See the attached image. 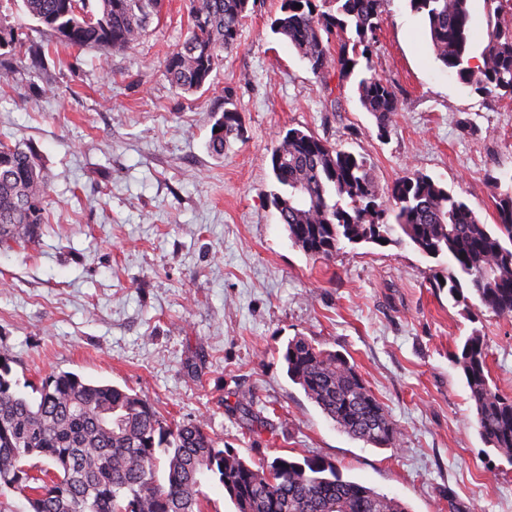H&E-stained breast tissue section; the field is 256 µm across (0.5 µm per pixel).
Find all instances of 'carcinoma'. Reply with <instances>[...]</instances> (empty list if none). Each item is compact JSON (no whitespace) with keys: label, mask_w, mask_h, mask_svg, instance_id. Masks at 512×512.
<instances>
[{"label":"carcinoma","mask_w":512,"mask_h":512,"mask_svg":"<svg viewBox=\"0 0 512 512\" xmlns=\"http://www.w3.org/2000/svg\"><path fill=\"white\" fill-rule=\"evenodd\" d=\"M426 21L436 59L448 74L486 98L512 95V27L488 26L478 36L472 0H407ZM27 14L60 44L123 50L139 40L161 0H22ZM389 0H283L273 34L288 40L311 72L326 81L361 76L362 107L385 135L401 109L393 84L377 73L373 55ZM250 0H189L191 27L167 57L164 72L176 88L200 90L240 46ZM336 52L333 36L346 33ZM23 51L30 67L44 48L17 43L0 24V49ZM211 133L217 158L244 137L238 112L226 108ZM279 191L271 203L292 246L326 258L342 242L407 243L421 254L448 258L435 287L448 285L457 302L475 297L488 312L512 317V190L498 203L495 228L430 176L413 172L395 181L390 209L367 159L298 128L280 135L271 152ZM48 180L30 143L0 142V249L31 244L44 223ZM484 337L473 333L454 356L475 406L478 434L512 463V398L491 385ZM288 377L350 437L379 448L397 445L385 406L345 356L298 336L286 346ZM29 398L13 388L0 354V496L27 493L30 512H204L205 484L216 479L236 512H410L408 506L336 468L308 457L277 456L249 463L221 448L204 417L170 426L153 406L118 386L73 372L49 375ZM42 463L36 464L34 460Z\"/></svg>","instance_id":"obj_1"}]
</instances>
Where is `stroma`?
<instances>
[{
    "label": "stroma",
    "mask_w": 512,
    "mask_h": 512,
    "mask_svg": "<svg viewBox=\"0 0 512 512\" xmlns=\"http://www.w3.org/2000/svg\"><path fill=\"white\" fill-rule=\"evenodd\" d=\"M279 13L280 0H256L239 49L188 94L161 67L188 34V0H164L139 41L109 52L59 45L12 4L19 40L49 47L37 70L19 52L0 58V141L33 144L49 182L36 242L0 252V351L17 390L70 371L138 394L169 424L205 417L248 460L327 462L412 512H512V465L479 438L452 361L479 332L512 397V317L454 303L433 285L447 258L408 245L308 257L268 199L277 136L298 128L367 157L379 195L422 172L496 224L512 186V98L448 75L422 17L390 0L374 62L402 109L380 135L354 82H321L272 33ZM228 99L245 135L220 159L207 143ZM297 336L356 366L396 447L352 439L288 379Z\"/></svg>",
    "instance_id": "35a3bbf8"
}]
</instances>
